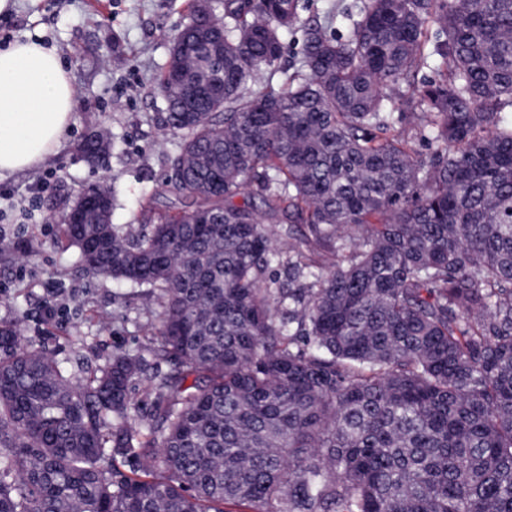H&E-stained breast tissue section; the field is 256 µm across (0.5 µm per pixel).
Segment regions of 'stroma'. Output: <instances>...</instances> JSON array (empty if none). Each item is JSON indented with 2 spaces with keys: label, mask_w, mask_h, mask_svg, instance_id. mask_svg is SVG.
<instances>
[{
  "label": "stroma",
  "mask_w": 512,
  "mask_h": 512,
  "mask_svg": "<svg viewBox=\"0 0 512 512\" xmlns=\"http://www.w3.org/2000/svg\"><path fill=\"white\" fill-rule=\"evenodd\" d=\"M0 16V46L32 38L53 47L74 86V120L59 152L36 169L0 180V319L19 321L24 336L62 362L80 356L101 364L116 350L152 357L158 346L154 313L141 289L86 274L76 248L60 242L58 217L91 184L115 195L112 221L127 224L169 176L162 156L176 138L156 122L166 103L159 78L175 36L188 21L189 0H17ZM421 65L399 84L391 105L416 150L419 112L407 111L412 87L436 78ZM106 133L104 167L76 157L86 133ZM307 228L279 231L277 248L303 252L322 270L345 263V253L303 248Z\"/></svg>",
  "instance_id": "1"
}]
</instances>
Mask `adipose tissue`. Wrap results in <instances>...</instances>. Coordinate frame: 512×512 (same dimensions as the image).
I'll list each match as a JSON object with an SVG mask.
<instances>
[{
	"label": "adipose tissue",
	"mask_w": 512,
	"mask_h": 512,
	"mask_svg": "<svg viewBox=\"0 0 512 512\" xmlns=\"http://www.w3.org/2000/svg\"><path fill=\"white\" fill-rule=\"evenodd\" d=\"M73 98L54 49L34 40L0 47V179L34 169L60 148Z\"/></svg>",
	"instance_id": "1"
}]
</instances>
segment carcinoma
Listing matches in <instances>:
<instances>
[{
    "label": "carcinoma",
    "mask_w": 512,
    "mask_h": 512,
    "mask_svg": "<svg viewBox=\"0 0 512 512\" xmlns=\"http://www.w3.org/2000/svg\"><path fill=\"white\" fill-rule=\"evenodd\" d=\"M298 3L224 0L220 53L189 3L150 230L59 225L158 309L147 430L141 354L75 369L0 319V512H512V0H363L347 38ZM429 59L424 155L386 104ZM278 224L346 265L284 261ZM155 389L146 380L137 381L133 388V399L137 406L134 413L136 422L143 428L147 427V421L143 418L144 412L155 397Z\"/></svg>",
    "instance_id": "1"
}]
</instances>
